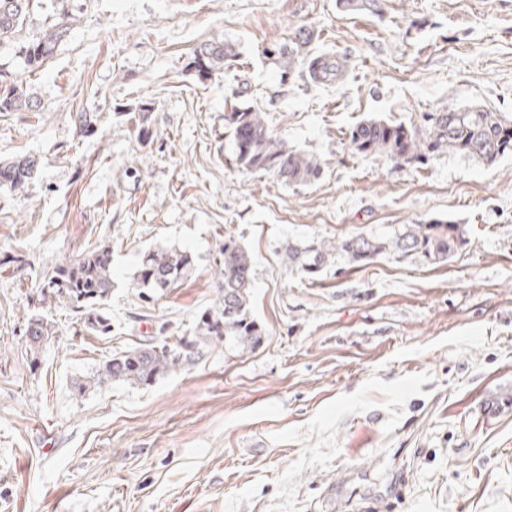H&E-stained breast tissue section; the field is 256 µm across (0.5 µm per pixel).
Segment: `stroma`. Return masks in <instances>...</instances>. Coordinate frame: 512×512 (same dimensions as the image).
Masks as SVG:
<instances>
[{
  "label": "stroma",
  "instance_id": "obj_1",
  "mask_svg": "<svg viewBox=\"0 0 512 512\" xmlns=\"http://www.w3.org/2000/svg\"><path fill=\"white\" fill-rule=\"evenodd\" d=\"M70 29L38 67L23 48ZM300 28L343 55L315 86L274 53ZM235 45L237 67L199 80L200 44ZM38 111L0 112V159H37L0 188V512H512V158L457 156L419 169L354 154L371 118L418 122L445 106L512 115V0H32L0 42V86ZM266 112L322 178L284 186L231 157L234 99ZM153 110L137 140L127 114ZM100 113L82 136L71 114ZM453 219L471 242L448 262L381 257L310 282L284 246ZM253 259L251 353L217 347L148 388H71L119 350L185 334L215 296L225 237ZM112 249V333L81 331L41 302L47 269ZM196 271L142 302L128 283L153 246ZM56 332L39 356L28 317ZM496 413L479 420V403ZM55 325L43 315H32L26 321L24 336L32 356H38L54 334Z\"/></svg>",
  "mask_w": 512,
  "mask_h": 512
}]
</instances>
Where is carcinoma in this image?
<instances>
[{
    "instance_id": "cac0c4a2",
    "label": "carcinoma",
    "mask_w": 512,
    "mask_h": 512,
    "mask_svg": "<svg viewBox=\"0 0 512 512\" xmlns=\"http://www.w3.org/2000/svg\"><path fill=\"white\" fill-rule=\"evenodd\" d=\"M28 0H0V42L14 38L23 27ZM345 12L370 11L377 0H338ZM69 31L64 21L48 27L25 47L30 65L43 62ZM313 34L300 33L281 46L279 59L292 72L302 64L316 85L342 80L347 72L345 58L313 54L306 50ZM238 54L227 43L210 41L197 48L188 67L208 78L235 65ZM21 88H0V112L32 110ZM71 118L81 133L95 130L99 117L95 112L78 109ZM132 119L138 137L150 135L151 107L140 105ZM235 164L250 173L267 176L286 186L311 185L323 174L321 162L312 155L293 149L277 137L266 113L249 107L234 106L230 113ZM352 151L364 157L384 156L398 167L417 168L445 153L476 159L486 165L512 156V118L480 107H445L426 112L420 122L410 125L370 119L355 125L348 134ZM37 173L36 160L20 157L0 162V186L17 189L15 175L29 182ZM470 243L464 224L451 219H432L401 224L381 234L356 235L344 239H310L287 242L288 265L307 280L317 279L337 259L354 268L379 258L396 261L418 258L428 265L443 263ZM212 271L216 297L199 312L189 334L169 343L145 344L119 351L102 361L90 375L73 382L80 394L112 384L150 386L158 379L183 369L216 347L241 355L257 348L262 329L250 310L253 288V264L248 251L228 238L214 261ZM190 254L175 246H160L144 252L129 285L137 295L154 301L166 296L177 284L194 273ZM40 296L58 299L73 313L76 321L93 336L112 333V316L106 308L112 295V249L96 247L80 257L60 263L47 271L38 283ZM55 325L47 317L35 314L26 321L24 336L33 357L54 334Z\"/></svg>"
}]
</instances>
